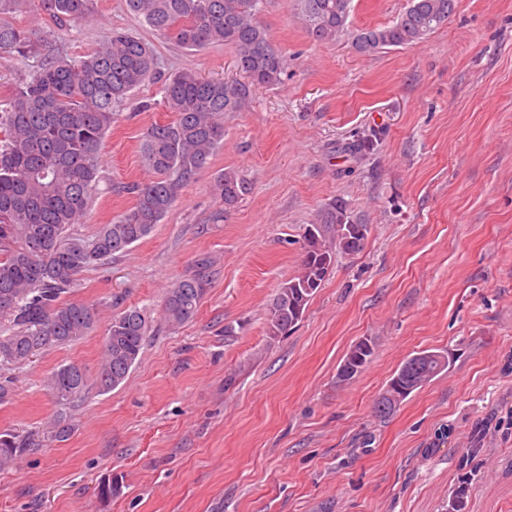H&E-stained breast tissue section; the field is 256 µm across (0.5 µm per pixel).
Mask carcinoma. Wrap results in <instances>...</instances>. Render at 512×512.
Masks as SVG:
<instances>
[{"mask_svg": "<svg viewBox=\"0 0 512 512\" xmlns=\"http://www.w3.org/2000/svg\"><path fill=\"white\" fill-rule=\"evenodd\" d=\"M28 0H0V55L30 53L35 42L10 21ZM57 23L78 24L94 13V0H38ZM350 0H301L308 31L333 41L347 31ZM455 0H409L390 26L352 33V47L374 54L385 47H405L425 39L448 19ZM260 0H125L128 12L159 35L181 47L199 50L224 44L237 48V68L245 81L204 78L190 69L173 73L162 87L169 123L147 128L140 147L141 164L155 174L148 182L124 190L134 205L88 239L70 232L82 222L90 193L101 180L99 150L112 130L114 108L149 82L156 69L153 45L122 28L111 29L102 43L78 59L59 51L21 82L0 108V366H21L36 354L78 341L96 323L94 309L67 302L85 270L126 252L145 239L173 207L180 189L209 164L224 141V115L244 110L254 89L281 82L287 60L255 15ZM215 195L223 203L214 219L235 207L249 191L233 170L219 174ZM349 206L332 200L306 230L301 270L277 289L270 303L266 335L272 341L288 335L329 276L340 253L360 251L367 234L349 235L343 225L357 224ZM191 276L166 291L162 321L176 329L197 314L207 292L206 259ZM151 324L143 309L128 306L112 316L102 347L96 383L109 392L127 380L138 361ZM374 347L355 343L344 362L361 373ZM447 351H421L394 373L376 401L386 416L414 391L448 368ZM46 389L61 410L85 397L87 372L77 363L62 364L46 379ZM70 425L57 420L46 438L0 431V468L10 466L43 442L62 441ZM120 482L109 476L98 484L101 499L119 494Z\"/></svg>", "mask_w": 512, "mask_h": 512, "instance_id": "1", "label": "carcinoma"}]
</instances>
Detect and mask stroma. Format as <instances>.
<instances>
[{
  "label": "stroma",
  "mask_w": 512,
  "mask_h": 512,
  "mask_svg": "<svg viewBox=\"0 0 512 512\" xmlns=\"http://www.w3.org/2000/svg\"><path fill=\"white\" fill-rule=\"evenodd\" d=\"M408 0H351L348 32L314 39L295 0H261L256 19L288 58L281 84L255 89L224 120V140L144 240L84 271L69 300L97 322L77 342L8 369L0 431L42 434L57 414L44 386L59 365L96 373L105 328L131 305L151 320L138 363L111 392L89 385L67 413L68 440L0 469V512H512V0H455L426 39L373 55L353 31L393 24ZM92 21L58 26L30 4L14 22L41 56L0 59V101L59 48L80 57L113 27L151 39L158 78L117 110L102 179L75 234L132 207L125 185L149 180L146 129L174 115L162 80L191 69L241 79L237 50L197 51L151 34L124 0H95ZM381 131L373 150L354 151ZM249 183L223 220L216 172ZM367 224L360 252L338 255L288 336L266 335L281 283L301 267L305 231L332 199ZM202 255L213 261L192 319L168 329L167 288ZM374 356L337 380L352 345ZM450 367L389 417L375 402L421 351ZM118 477L109 500L98 483Z\"/></svg>",
  "instance_id": "obj_1"
}]
</instances>
